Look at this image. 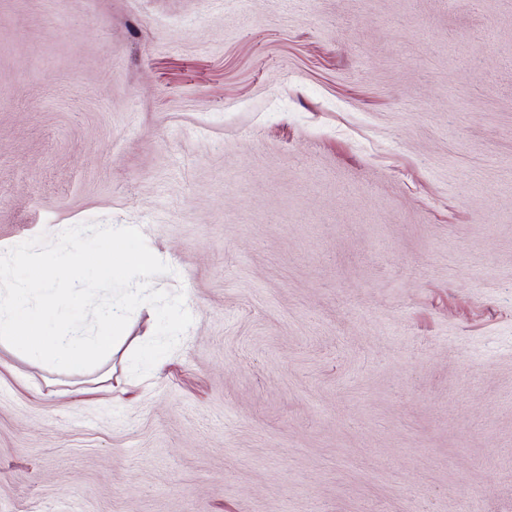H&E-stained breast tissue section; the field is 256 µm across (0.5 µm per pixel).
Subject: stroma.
Segmentation results:
<instances>
[{"instance_id":"1","label":"stroma","mask_w":512,"mask_h":512,"mask_svg":"<svg viewBox=\"0 0 512 512\" xmlns=\"http://www.w3.org/2000/svg\"><path fill=\"white\" fill-rule=\"evenodd\" d=\"M89 222L193 323L0 346V512H512V0H0V248Z\"/></svg>"}]
</instances>
